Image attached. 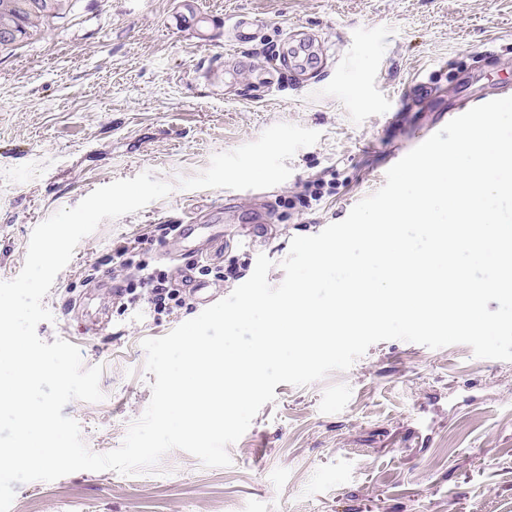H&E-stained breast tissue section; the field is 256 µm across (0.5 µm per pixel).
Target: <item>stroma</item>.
Here are the masks:
<instances>
[{
  "instance_id": "1",
  "label": "stroma",
  "mask_w": 512,
  "mask_h": 512,
  "mask_svg": "<svg viewBox=\"0 0 512 512\" xmlns=\"http://www.w3.org/2000/svg\"><path fill=\"white\" fill-rule=\"evenodd\" d=\"M212 42L170 20L178 0H68L37 39L0 54V281L21 271L31 233L95 189L150 172L174 190L143 209L103 221L83 238L43 303L47 343L76 345L84 367L103 366L102 401H70L87 447L109 452L151 399L154 374L141 342L195 318L197 305L157 317L146 301L111 297L122 283L116 247L209 212L224 189L178 188L214 154L288 122L319 141L288 160L290 177L264 190H235L237 213L276 202L269 236L227 227L225 262L249 278L258 255L279 285L290 241L344 220L378 190L390 167L441 130L473 98L512 82V0H204ZM258 14L255 41L224 37L227 17ZM316 34L327 67L310 86L269 89L259 75L289 30ZM245 54L233 83L227 54ZM430 80L428 102L409 95ZM336 192L306 210L282 207L306 183ZM106 309L93 335L85 311ZM232 464L206 468L175 449L157 471L126 476L78 471L15 484L10 512H512V361L479 359L471 347L402 340L369 347L346 371L305 387L279 384L244 435Z\"/></svg>"
}]
</instances>
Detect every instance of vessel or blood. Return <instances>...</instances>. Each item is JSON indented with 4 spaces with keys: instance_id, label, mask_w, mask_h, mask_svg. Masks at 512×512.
Listing matches in <instances>:
<instances>
[{
    "instance_id": "1",
    "label": "vessel or blood",
    "mask_w": 512,
    "mask_h": 512,
    "mask_svg": "<svg viewBox=\"0 0 512 512\" xmlns=\"http://www.w3.org/2000/svg\"><path fill=\"white\" fill-rule=\"evenodd\" d=\"M211 16L200 0H179L176 22L178 27L205 32ZM323 69V56L316 48V40L305 32L290 35L282 43L277 55L270 58L267 68L261 76V82L267 86L282 85L284 78H292L295 84H304L313 75ZM226 223L249 224L257 238L267 236L272 222V208L268 202H261L248 215L229 213ZM207 224L203 218L195 217L182 222L177 239L186 254L192 258L210 255L216 241L215 236L206 235ZM172 283L175 287L188 289L197 304L205 306L213 299L212 285L209 281L192 274L185 265L177 266L173 272Z\"/></svg>"
}]
</instances>
